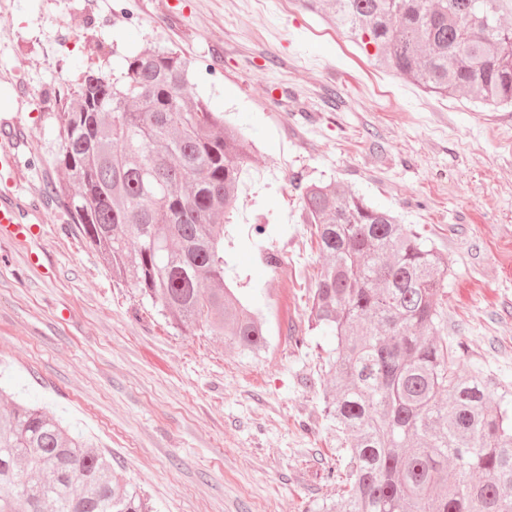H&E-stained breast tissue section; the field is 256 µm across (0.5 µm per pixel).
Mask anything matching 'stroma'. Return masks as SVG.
Segmentation results:
<instances>
[{
  "instance_id": "1",
  "label": "stroma",
  "mask_w": 512,
  "mask_h": 512,
  "mask_svg": "<svg viewBox=\"0 0 512 512\" xmlns=\"http://www.w3.org/2000/svg\"><path fill=\"white\" fill-rule=\"evenodd\" d=\"M171 48L194 91L256 152L227 255L243 292L271 298L268 352L175 330L47 192L62 180L57 118L86 68ZM60 67H52V57ZM0 196L34 235L0 237V385L50 407L142 487L155 512H310L338 498L346 453L325 412L307 298L322 259L302 185L336 182L390 210L451 267L443 300L462 370L512 385V108L432 97L369 62L342 29L279 0H11L0 9ZM287 225L266 244L258 220ZM302 343H295V336Z\"/></svg>"
}]
</instances>
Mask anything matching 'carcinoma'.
Returning <instances> with one entry per match:
<instances>
[{"mask_svg":"<svg viewBox=\"0 0 512 512\" xmlns=\"http://www.w3.org/2000/svg\"><path fill=\"white\" fill-rule=\"evenodd\" d=\"M364 54L423 92L512 106V0H299ZM173 50L85 70L57 115L66 179L49 186L72 222L182 332L224 337L245 357L267 346L262 306L227 275V227L251 144L189 92ZM301 223L323 263L311 325L328 415L344 436L341 494L319 512H512V410L496 382L448 343L451 270L410 226L336 184H309ZM252 244L265 264L279 263ZM0 512H152L140 488L44 407L0 387Z\"/></svg>","mask_w":512,"mask_h":512,"instance_id":"obj_1","label":"carcinoma"}]
</instances>
